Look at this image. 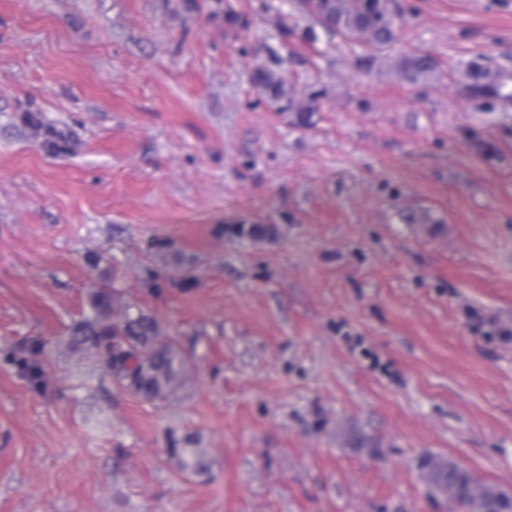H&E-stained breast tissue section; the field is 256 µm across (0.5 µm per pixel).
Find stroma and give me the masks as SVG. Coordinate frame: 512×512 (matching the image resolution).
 I'll return each instance as SVG.
<instances>
[{
    "instance_id": "1",
    "label": "stroma",
    "mask_w": 512,
    "mask_h": 512,
    "mask_svg": "<svg viewBox=\"0 0 512 512\" xmlns=\"http://www.w3.org/2000/svg\"><path fill=\"white\" fill-rule=\"evenodd\" d=\"M391 7L371 52L286 0H0V512H448L425 456L512 492V0ZM105 285L175 399L73 336ZM434 68L433 59L427 54L414 52L402 59L401 71L406 80L415 82L421 75ZM252 84L262 94L274 101L288 100V85L284 78L263 64L255 67ZM75 336H91V344H104L112 373L137 395L167 401L183 386L189 368L174 340H158L156 322L141 313H126L121 321L85 322ZM171 454L179 459V463L184 471L202 474L206 472L208 464L203 454L195 448H171Z\"/></svg>"
}]
</instances>
